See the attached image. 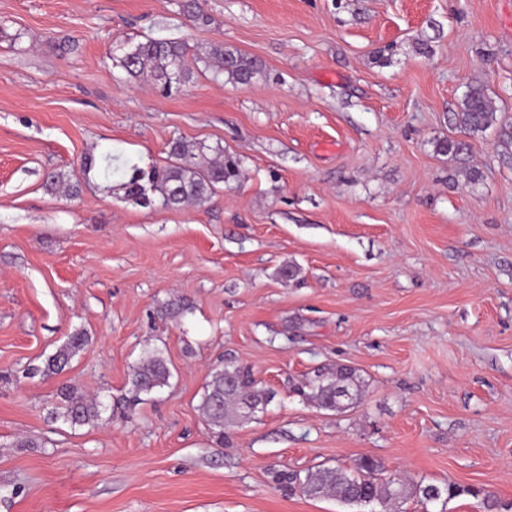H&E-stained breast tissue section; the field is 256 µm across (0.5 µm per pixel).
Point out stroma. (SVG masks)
Masks as SVG:
<instances>
[{"mask_svg": "<svg viewBox=\"0 0 512 512\" xmlns=\"http://www.w3.org/2000/svg\"><path fill=\"white\" fill-rule=\"evenodd\" d=\"M201 2L205 27L179 0H0V512H359L270 473L363 457L467 489L403 512H484L474 488L512 512V0ZM147 37L234 47L264 76L167 94L113 65ZM474 83L499 125L467 135ZM176 139L237 154L240 182L200 207L125 200ZM107 154L108 196L81 171ZM52 170L78 195L48 192ZM154 349L169 383L127 408ZM228 362L274 398L219 438L199 405ZM336 365L366 382L356 408L294 394ZM65 386L100 397L98 423L58 417ZM88 344V336L84 332H76L68 336L66 343L45 363L44 372L58 373L65 369L72 358Z\"/></svg>", "mask_w": 512, "mask_h": 512, "instance_id": "35a3bbf8", "label": "stroma"}]
</instances>
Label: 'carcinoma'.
<instances>
[{
    "label": "carcinoma",
    "instance_id": "obj_1",
    "mask_svg": "<svg viewBox=\"0 0 512 512\" xmlns=\"http://www.w3.org/2000/svg\"><path fill=\"white\" fill-rule=\"evenodd\" d=\"M182 13L196 25H206L209 16L203 11L199 0H182ZM115 66L131 77L149 75L156 84L165 89L189 84L195 72L209 73L214 78L224 76L234 84L248 85L264 76L260 60L249 57L235 48L222 43L211 45L201 56H188V45L182 40L148 38L137 43H127L113 56ZM457 123L466 133L484 132L497 121L496 110L486 89L481 84L469 86L463 108L457 113ZM240 160L224 153L221 146L198 144L188 148L183 142H172L168 162L145 172L133 168L129 180L124 183L125 199L143 207L159 205L164 209H181L188 205L207 203L220 186H228L240 179ZM46 188L53 192L64 188L73 196L78 184H70L59 172L51 171L45 176ZM88 344V336L76 332L45 363L44 372L58 373L65 369L72 358ZM170 368L161 355L149 353L135 369L132 391L135 400L140 395L150 394L168 384ZM365 380L353 368L338 365L314 376L297 387L298 393L307 397L317 408L343 412L356 406L362 399ZM272 393L257 387L251 373L232 363L216 371L204 387L200 408L210 425L224 434V422L236 418L251 417L257 407L271 401ZM63 411L59 416L71 425H89L101 420L103 404L89 400L75 390L61 389ZM279 484H287L288 490H299L310 497L332 498L347 505L377 504L381 512L411 495L421 502L431 501V493L439 492L451 500L462 494L479 495V491L462 487L455 482L442 486L411 482L398 476L383 474L380 462L372 458H361L350 469L322 467L301 475L299 472H281L276 475Z\"/></svg>",
    "mask_w": 512,
    "mask_h": 512
}]
</instances>
